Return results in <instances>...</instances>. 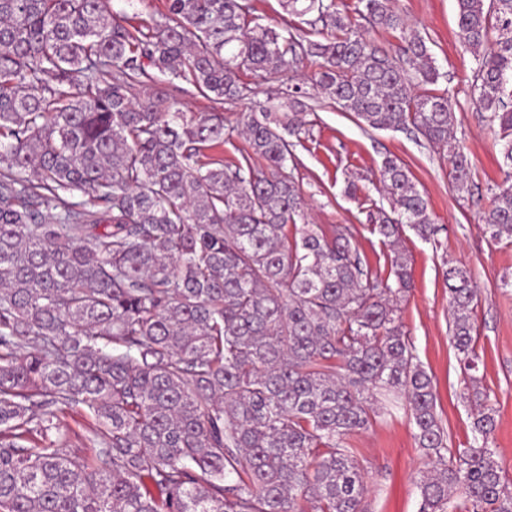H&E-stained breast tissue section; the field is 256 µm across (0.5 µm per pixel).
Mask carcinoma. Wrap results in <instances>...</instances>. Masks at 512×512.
Segmentation results:
<instances>
[{"label": "carcinoma", "mask_w": 512, "mask_h": 512, "mask_svg": "<svg viewBox=\"0 0 512 512\" xmlns=\"http://www.w3.org/2000/svg\"><path fill=\"white\" fill-rule=\"evenodd\" d=\"M284 4L317 13L322 39L250 24L248 0H167L164 21L140 28L104 0H0V512H365L346 439L402 403L431 463L419 512H512L488 447L494 409L474 413L475 446L448 448L402 329L408 259L394 252L381 285L350 229L297 223L287 136L307 125L302 88L232 126L145 88L154 69L235 102L250 92L242 72L286 76L316 59L323 94L371 129L415 128L467 188L426 40L409 35L395 56L338 0ZM457 5L471 89L511 174L512 0ZM355 13L405 32L393 0H358ZM236 134L246 166L205 154ZM380 183L396 217L374 230L390 244L404 224L430 239L409 170L387 158ZM482 221L512 242V185ZM445 284L472 370L478 292L463 266ZM73 408L92 420L88 454L60 444Z\"/></svg>", "instance_id": "carcinoma-1"}]
</instances>
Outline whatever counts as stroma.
Returning a JSON list of instances; mask_svg holds the SVG:
<instances>
[{
  "label": "stroma",
  "mask_w": 512,
  "mask_h": 512,
  "mask_svg": "<svg viewBox=\"0 0 512 512\" xmlns=\"http://www.w3.org/2000/svg\"><path fill=\"white\" fill-rule=\"evenodd\" d=\"M250 16L262 25L301 30L317 39L311 16L289 14L283 0H250ZM408 25L426 40L441 77L433 90L450 93L456 101L454 133L470 161L468 191L455 187L445 153L415 129L373 130L336 107L313 89L317 66L305 62L296 78L307 90L312 107L310 125L296 139L288 164L305 201L303 220L324 231L346 226L352 243L372 276L387 280L392 250L373 230V220L392 210L380 189L386 157L400 160L428 201L437 227L431 239H421L409 226L400 230L399 246L409 257L412 289L401 304L403 328L436 387V410L452 449L473 443V414L485 401L495 411L496 429L488 440L506 479L512 481V244H492L480 216L493 192L502 185L500 147L470 94L471 54L461 47L456 0H395ZM148 86L174 92L190 112L220 110L228 122L239 113L258 109L284 91L280 78L252 81L249 98L214 105L190 83L153 73ZM355 192H348V185ZM467 266L478 290L473 314L475 375H468L451 340L448 266ZM347 445L366 472V512H419L417 479L428 459L419 448L405 410L373 417L367 429L350 435Z\"/></svg>",
  "instance_id": "1"
}]
</instances>
